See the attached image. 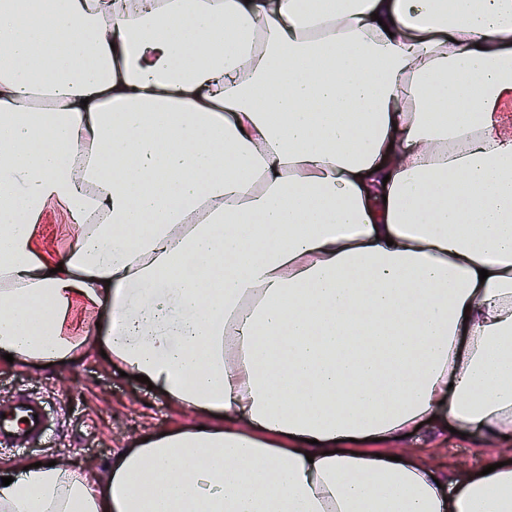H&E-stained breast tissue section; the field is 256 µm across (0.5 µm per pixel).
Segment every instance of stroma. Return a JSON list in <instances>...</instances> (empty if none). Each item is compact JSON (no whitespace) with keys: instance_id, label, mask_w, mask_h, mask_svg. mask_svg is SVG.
<instances>
[{"instance_id":"1","label":"stroma","mask_w":512,"mask_h":512,"mask_svg":"<svg viewBox=\"0 0 512 512\" xmlns=\"http://www.w3.org/2000/svg\"><path fill=\"white\" fill-rule=\"evenodd\" d=\"M75 224L61 207L52 208L41 223L39 244L66 251ZM100 351H80L60 367L0 361V405L20 393L41 400L50 411V431L29 448L0 449V468L53 460L102 474L115 454L136 447L159 433L200 422L201 417L148 389ZM414 456L452 471L480 470L491 458L512 462V440H488L482 433L461 436L448 428L422 429L409 440Z\"/></svg>"}]
</instances>
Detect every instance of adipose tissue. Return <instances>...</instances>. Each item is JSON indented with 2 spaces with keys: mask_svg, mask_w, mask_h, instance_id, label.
<instances>
[{
  "mask_svg": "<svg viewBox=\"0 0 512 512\" xmlns=\"http://www.w3.org/2000/svg\"><path fill=\"white\" fill-rule=\"evenodd\" d=\"M3 57L0 356L212 421L0 512H512V467L371 446L512 436V0H0ZM75 225L69 213L55 206L41 222L39 244L44 250H58L57 259L65 257V251L74 239Z\"/></svg>",
  "mask_w": 512,
  "mask_h": 512,
  "instance_id": "ef3b65f1",
  "label": "adipose tissue"
}]
</instances>
